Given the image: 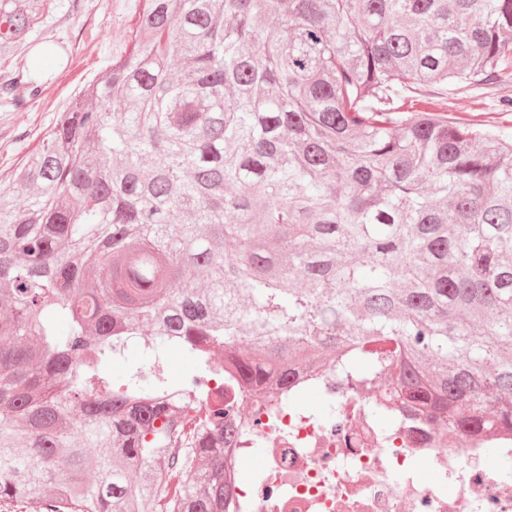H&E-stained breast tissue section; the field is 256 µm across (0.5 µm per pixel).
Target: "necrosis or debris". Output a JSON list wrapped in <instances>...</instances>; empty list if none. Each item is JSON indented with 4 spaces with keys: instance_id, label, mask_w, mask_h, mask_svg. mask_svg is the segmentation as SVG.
<instances>
[{
    "instance_id": "obj_1",
    "label": "necrosis or debris",
    "mask_w": 512,
    "mask_h": 512,
    "mask_svg": "<svg viewBox=\"0 0 512 512\" xmlns=\"http://www.w3.org/2000/svg\"><path fill=\"white\" fill-rule=\"evenodd\" d=\"M317 391L335 405V417L289 407L272 418L242 398L247 441L225 467L238 472L251 440L268 452L254 477L235 485L234 512H512L511 432L494 440L502 462L493 467L467 434L449 438L396 418L376 428V394H358L336 378Z\"/></svg>"
}]
</instances>
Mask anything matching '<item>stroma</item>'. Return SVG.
Listing matches in <instances>:
<instances>
[{"mask_svg":"<svg viewBox=\"0 0 512 512\" xmlns=\"http://www.w3.org/2000/svg\"><path fill=\"white\" fill-rule=\"evenodd\" d=\"M138 0H79L65 23L43 18L35 29L38 38L62 42L67 52L55 64L42 93L28 99L25 84L15 85L10 96L0 95V173H8L48 133L59 112L94 76L103 74L114 53L124 47ZM495 85H482L448 96V116L462 123H478L512 138V112L503 110ZM25 100L24 108L13 105Z\"/></svg>","mask_w":512,"mask_h":512,"instance_id":"obj_1","label":"stroma"}]
</instances>
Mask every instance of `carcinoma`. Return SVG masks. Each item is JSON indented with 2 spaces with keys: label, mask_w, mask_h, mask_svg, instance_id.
Returning a JSON list of instances; mask_svg holds the SVG:
<instances>
[{
  "label": "carcinoma",
  "mask_w": 512,
  "mask_h": 512,
  "mask_svg": "<svg viewBox=\"0 0 512 512\" xmlns=\"http://www.w3.org/2000/svg\"><path fill=\"white\" fill-rule=\"evenodd\" d=\"M51 8L0 0L1 93ZM507 77L512 0H142L0 177V512H226L241 392L319 370L512 426V140L399 105Z\"/></svg>",
  "instance_id": "1"
}]
</instances>
